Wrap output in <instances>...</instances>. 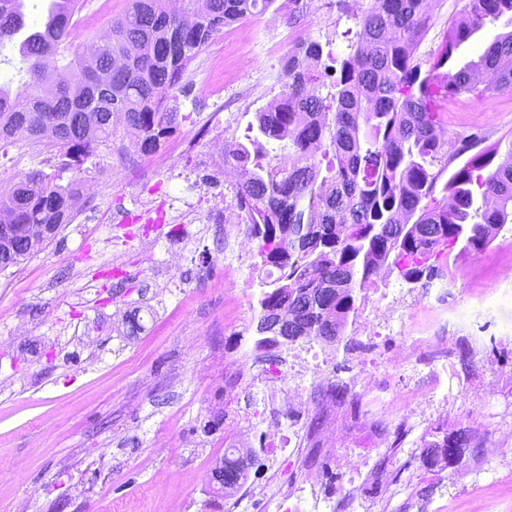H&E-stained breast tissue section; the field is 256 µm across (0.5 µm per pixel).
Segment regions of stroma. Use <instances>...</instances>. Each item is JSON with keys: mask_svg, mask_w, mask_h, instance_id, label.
<instances>
[{"mask_svg": "<svg viewBox=\"0 0 512 512\" xmlns=\"http://www.w3.org/2000/svg\"><path fill=\"white\" fill-rule=\"evenodd\" d=\"M466 0H430L429 30L416 55L427 61L439 49ZM127 0H85V24L75 38L82 48L106 34ZM256 14L216 33L189 63L165 108L180 112L176 133L160 151L131 149L124 125L85 167L101 188L72 223L39 246L20 266L0 273V512H224L210 496L208 477L224 454V435L250 416L263 396L245 386L225 401L240 370L251 364L263 270L253 268L243 230L224 239L205 220L223 199L205 198L199 221L182 223V200L196 185L220 175L186 137L207 139L215 126L242 140L255 112L283 91L282 70L295 34L332 40L348 52L343 33L356 19L336 0H321L297 24ZM224 79V96L202 100L200 85ZM448 134L478 136L485 144L512 141V91L439 104ZM144 326L124 335L130 313ZM498 359L502 392L480 401L460 395L449 416H462L473 437L490 424L512 430V346L466 339L452 348L459 370L476 371L480 355ZM223 420L207 423L214 412ZM436 432L416 417L400 447L390 449L396 480L376 512H481L494 497L498 512H512V451L485 463L477 448L461 449L456 482L438 487L420 481ZM307 459L281 458L273 480L255 475L257 496L272 499L299 482Z\"/></svg>", "mask_w": 512, "mask_h": 512, "instance_id": "35a3bbf8", "label": "stroma"}]
</instances>
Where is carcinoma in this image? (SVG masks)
I'll list each match as a JSON object with an SVG mask.
<instances>
[{
	"label": "carcinoma",
	"mask_w": 512,
	"mask_h": 512,
	"mask_svg": "<svg viewBox=\"0 0 512 512\" xmlns=\"http://www.w3.org/2000/svg\"><path fill=\"white\" fill-rule=\"evenodd\" d=\"M0 0V45L26 27L15 4ZM58 6L54 35L47 26L19 44L14 69L24 79L13 93L0 87V143L44 146L59 168L81 171L114 134L121 115L142 153L160 149L178 127L179 113L161 110L197 52L222 28L254 13L303 16L302 0H188L177 12L169 0H128L124 14L93 44V56L73 53L58 80L46 61L59 45L71 51L79 0ZM512 15V0H469L448 24L446 39L422 69L416 51L426 36V0H373L358 18L356 42L341 57L330 43H299L283 68L284 91L274 109L255 113L244 140L224 156L241 173L235 207L252 244L254 266L279 276L260 291L256 334L286 345L306 336L336 341L357 317L377 268L398 270L409 284L439 278L452 256H476L488 230L512 223V142L508 160L494 164L500 146L472 137L440 136L437 98H490L512 90V31L498 35L475 61L459 65L456 50L488 21ZM448 68L443 73L441 69ZM336 76L335 92H323ZM288 140L292 164L270 154ZM474 151L461 166L453 163ZM29 172L0 195L10 224L70 222L81 179ZM25 247L0 250V272L16 267ZM465 430L433 443L453 458L470 447ZM210 475L212 493L229 495L257 466L256 453L234 450Z\"/></svg>",
	"instance_id": "carcinoma-1"
}]
</instances>
